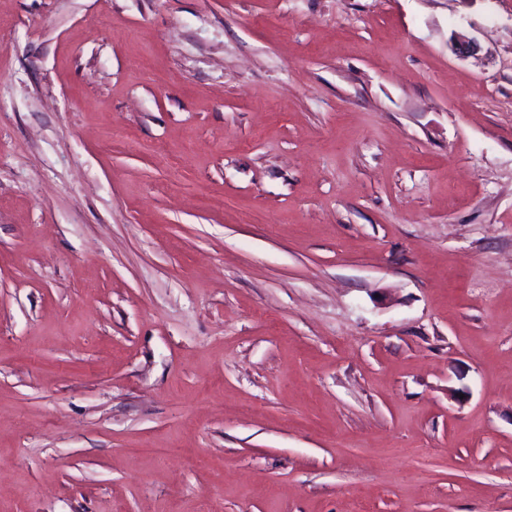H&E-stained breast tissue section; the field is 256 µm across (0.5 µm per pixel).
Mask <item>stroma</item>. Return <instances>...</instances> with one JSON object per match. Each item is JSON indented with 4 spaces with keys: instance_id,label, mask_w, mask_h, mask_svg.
<instances>
[{
    "instance_id": "1",
    "label": "stroma",
    "mask_w": 512,
    "mask_h": 512,
    "mask_svg": "<svg viewBox=\"0 0 512 512\" xmlns=\"http://www.w3.org/2000/svg\"><path fill=\"white\" fill-rule=\"evenodd\" d=\"M0 512H512V0H0Z\"/></svg>"
}]
</instances>
